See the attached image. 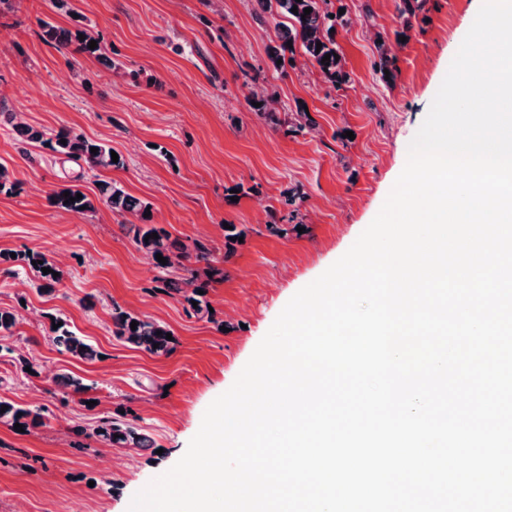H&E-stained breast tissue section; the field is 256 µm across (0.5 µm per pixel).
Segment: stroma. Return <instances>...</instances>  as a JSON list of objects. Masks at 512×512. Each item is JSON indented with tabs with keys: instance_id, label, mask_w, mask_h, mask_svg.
Returning <instances> with one entry per match:
<instances>
[{
	"instance_id": "obj_1",
	"label": "stroma",
	"mask_w": 512,
	"mask_h": 512,
	"mask_svg": "<svg viewBox=\"0 0 512 512\" xmlns=\"http://www.w3.org/2000/svg\"><path fill=\"white\" fill-rule=\"evenodd\" d=\"M398 3L327 0L344 19L336 43L350 81L340 88L299 53L284 69L270 67L266 48L279 18L261 15L256 0H70L68 12L50 0L0 4V110L108 142L125 160L121 169L92 170L0 125V164L16 179L0 193V307L21 318L4 343L30 353L36 368L25 376L0 358V397L44 409L43 425L22 433L0 423V512H128L132 497L184 455L207 406L230 388L289 299L372 222L480 9V0H427L407 20ZM43 20L89 29L106 59L62 57L42 41ZM381 35L396 58L387 83L375 69ZM255 93L266 112L253 109ZM300 111L307 122L290 131L288 116ZM102 180L150 203L153 224L171 238L211 250L175 274L209 281L212 316L189 314L179 296L163 292L134 243L131 217L104 207L67 213L47 200L72 183L95 194ZM291 190L298 196L285 202ZM273 219L287 236L267 231ZM228 223L246 232L230 256ZM30 251L58 267L53 293L40 292L19 262ZM212 267L223 276L209 278ZM116 305L166 323L175 350L155 356L118 341ZM53 315L103 359L58 352ZM60 374L82 377L88 391L65 393L54 382ZM121 414L154 449L92 437L100 418Z\"/></svg>"
}]
</instances>
